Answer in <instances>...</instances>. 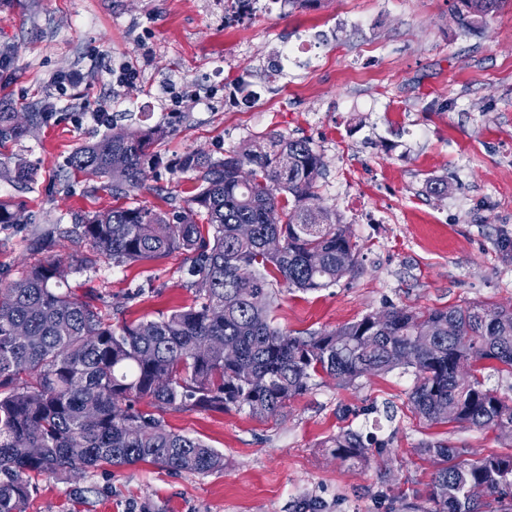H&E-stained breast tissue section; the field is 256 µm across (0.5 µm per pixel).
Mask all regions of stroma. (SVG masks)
Returning a JSON list of instances; mask_svg holds the SVG:
<instances>
[{
    "label": "stroma",
    "instance_id": "35a3bbf8",
    "mask_svg": "<svg viewBox=\"0 0 512 512\" xmlns=\"http://www.w3.org/2000/svg\"><path fill=\"white\" fill-rule=\"evenodd\" d=\"M283 45L294 53L281 64ZM122 68L134 80L111 83ZM68 74L78 82L59 95ZM106 104L119 127L170 130L150 149L157 162L143 187L119 199L106 178L65 171L76 147L107 133L91 118ZM0 107L43 115L0 148V201L28 219L0 224V272L16 279L59 258L68 284L96 295L112 323L191 305L189 253L116 266L74 236L42 251L34 229L120 205L177 211L196 186L174 170L180 156L220 157L270 134L307 139L322 155L318 203L358 249L336 285L276 286L281 329L331 330L392 304L512 307V264L496 247L512 231V0L470 31L454 0H259L245 17L231 0H0ZM18 161L34 171L25 188L5 175ZM441 177L447 194H430ZM414 383L402 368L343 385L319 377L265 420L245 408L167 409L169 428L219 450L223 470L142 462L41 476L26 512H298L308 501L320 512H429L435 466L421 443L477 459L512 452V441L426 422L409 400ZM346 429L387 448L363 466L336 459L324 443Z\"/></svg>",
    "mask_w": 512,
    "mask_h": 512
}]
</instances>
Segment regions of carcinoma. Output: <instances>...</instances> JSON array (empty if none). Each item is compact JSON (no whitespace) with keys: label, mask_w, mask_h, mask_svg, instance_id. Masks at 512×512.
Wrapping results in <instances>:
<instances>
[{"label":"carcinoma","mask_w":512,"mask_h":512,"mask_svg":"<svg viewBox=\"0 0 512 512\" xmlns=\"http://www.w3.org/2000/svg\"><path fill=\"white\" fill-rule=\"evenodd\" d=\"M456 2L460 24L469 27L503 0ZM40 120L41 113L30 112L23 126L16 113L0 111V147L27 136ZM168 134L164 126L114 128L77 147L67 164L109 178L112 195L125 196L145 180L151 141ZM114 154L124 156L123 166L112 165ZM178 167L198 183L182 210L117 207L82 217L76 229L116 265L190 251L194 304L114 326L103 319L98 298L72 291L55 258L18 280L0 276V512H25L37 475L138 462L174 472L221 471L222 453L169 430L152 409L246 407L258 418L275 417L319 374L347 384L411 368L410 399L425 420L495 428L512 439V399L459 374L483 360L512 374V307L390 306L383 325L369 314L307 337L273 324L269 278L317 291L357 264L356 244L336 213L312 209L324 162L309 140L254 139L217 159L193 151ZM244 167L253 171L248 183L240 178ZM26 223L21 211L0 202V224ZM202 224L212 236H201ZM242 224L253 225L251 237L239 235ZM67 235L57 226L36 242L49 250ZM269 237L280 238L282 249L267 250ZM205 342L234 343L237 355L227 361L222 351L202 352ZM326 447L341 461L363 465L372 443L347 429ZM419 452L439 464L427 512H483V497L512 495V453L469 460L438 441L422 443Z\"/></svg>","instance_id":"obj_1"}]
</instances>
